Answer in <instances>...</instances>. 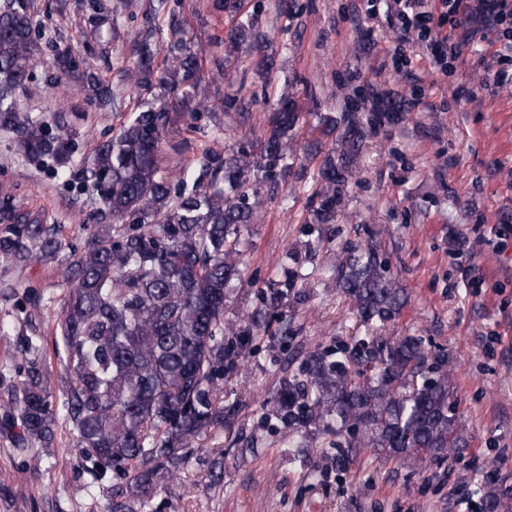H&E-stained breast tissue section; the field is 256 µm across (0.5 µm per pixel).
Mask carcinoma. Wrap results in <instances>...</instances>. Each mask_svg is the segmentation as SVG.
Instances as JSON below:
<instances>
[{
  "instance_id": "cac0c4a2",
  "label": "carcinoma",
  "mask_w": 512,
  "mask_h": 512,
  "mask_svg": "<svg viewBox=\"0 0 512 512\" xmlns=\"http://www.w3.org/2000/svg\"><path fill=\"white\" fill-rule=\"evenodd\" d=\"M237 17L234 39L262 55L264 76L273 69L267 40L242 0H214ZM19 0H0V129L18 134V154L55 163L57 172L82 184L112 219L64 269L70 282L55 348L65 363L64 400L56 403L38 356L39 337L27 339V364L15 368L19 396L5 408L19 427L17 444L50 442L57 416L77 436V451L93 489L114 475L131 495L116 492L110 512H152V500L186 461L179 449L224 422L217 405L232 357L251 352L269 334L270 309L301 294L305 279L299 255L294 267L274 274L282 290L257 294L256 308L237 320L224 318L226 301L244 286L243 228L254 223L259 194L276 184L298 157L288 143L303 142V155H324L313 181L321 201L305 221L336 222V206L352 177L363 131L352 121L338 137L340 148L323 150L317 128L301 121L294 97L279 96L260 150L242 144L231 153L205 149L195 159L191 182L165 167L169 130L208 110L209 84L201 49L183 24L171 19L166 66L155 68L160 45L147 37L133 54L140 75L135 112L115 135L100 143L84 164L72 166L76 129L58 119L49 125L17 111L15 94L31 79L39 43ZM63 73L79 69L69 50L55 55ZM101 101L110 90L85 75ZM61 243L50 225L21 210L11 191L0 189V261L22 266L33 257L55 258ZM333 274L353 299L364 325L395 321L408 297L371 250H347ZM419 336L354 339L332 351L307 355L300 375L282 379L267 416L288 430L287 447L303 433L352 435L354 447L387 459L446 454L462 435L450 403L451 373L429 362ZM483 512H509L496 490L482 493Z\"/></svg>"
}]
</instances>
